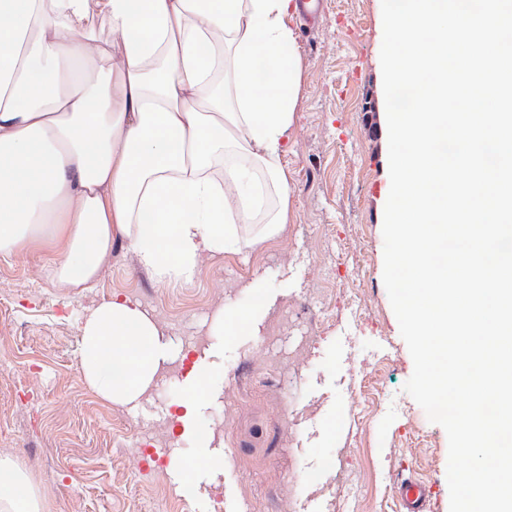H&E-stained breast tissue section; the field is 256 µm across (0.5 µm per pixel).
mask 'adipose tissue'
Returning a JSON list of instances; mask_svg holds the SVG:
<instances>
[{"instance_id":"obj_1","label":"adipose tissue","mask_w":512,"mask_h":512,"mask_svg":"<svg viewBox=\"0 0 512 512\" xmlns=\"http://www.w3.org/2000/svg\"><path fill=\"white\" fill-rule=\"evenodd\" d=\"M297 0H0V259L59 240L52 281L90 288L126 241L163 282L289 219L283 157L302 62ZM82 372L135 402L169 356L129 301L83 318ZM0 512H43L0 457Z\"/></svg>"}]
</instances>
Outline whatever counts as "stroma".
<instances>
[{
	"label": "stroma",
	"mask_w": 512,
	"mask_h": 512,
	"mask_svg": "<svg viewBox=\"0 0 512 512\" xmlns=\"http://www.w3.org/2000/svg\"><path fill=\"white\" fill-rule=\"evenodd\" d=\"M290 25L302 84L282 234L201 254L183 284L156 280L120 239L81 291L48 276L58 244L0 260V456L31 477L45 512H210L216 499L223 512H402L409 476L436 484L431 512H449L447 435L404 390L414 365L383 283L381 0H322ZM114 297L154 314L188 367L133 407L81 372V320ZM248 307L253 327L213 334L217 309ZM201 371L207 398L189 414ZM370 382L383 398L368 412ZM146 445L170 447L180 469L135 463Z\"/></svg>",
	"instance_id": "1"
}]
</instances>
